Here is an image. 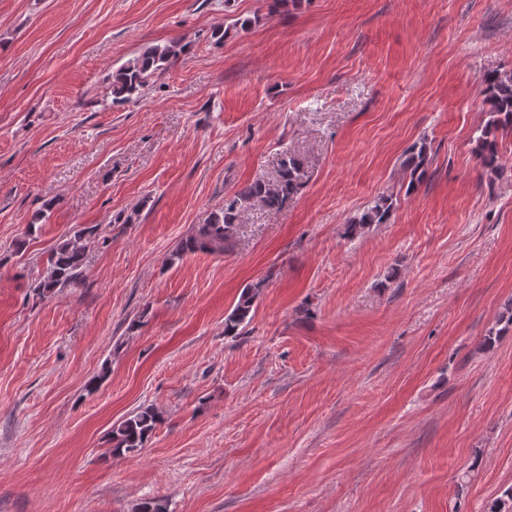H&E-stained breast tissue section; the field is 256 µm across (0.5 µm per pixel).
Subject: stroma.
I'll use <instances>...</instances> for the list:
<instances>
[{
    "instance_id": "35a3bbf8",
    "label": "stroma",
    "mask_w": 512,
    "mask_h": 512,
    "mask_svg": "<svg viewBox=\"0 0 512 512\" xmlns=\"http://www.w3.org/2000/svg\"><path fill=\"white\" fill-rule=\"evenodd\" d=\"M173 40L114 103L113 70ZM509 69L512 0H0V512H488L512 488V327L480 347L512 304V132L497 179L473 148ZM283 149L307 172L286 207L177 256ZM95 224L81 285L37 295ZM147 407L145 447L111 455ZM185 50V45L178 42L153 45L113 71L110 83L113 102L138 97L151 79L172 65ZM429 163V148L426 142L415 144L403 161L405 177H408L407 191H410L415 183H418L425 175ZM393 211V200L391 196H380L373 205L367 207L358 217L348 224L347 230L352 237L360 235L371 224H385L388 222ZM257 288L245 289L235 305V307L224 318V333L228 336H240L242 329L250 319L255 299L257 298ZM158 422L159 415L149 408L130 413L112 427V452L130 454L140 451Z\"/></svg>"
}]
</instances>
